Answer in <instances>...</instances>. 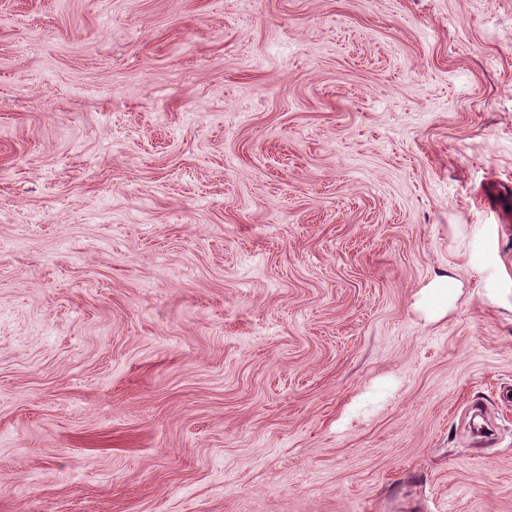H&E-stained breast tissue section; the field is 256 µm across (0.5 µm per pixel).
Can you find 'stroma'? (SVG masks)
Listing matches in <instances>:
<instances>
[{"instance_id":"stroma-1","label":"stroma","mask_w":512,"mask_h":512,"mask_svg":"<svg viewBox=\"0 0 512 512\" xmlns=\"http://www.w3.org/2000/svg\"><path fill=\"white\" fill-rule=\"evenodd\" d=\"M0 512H512V0H0Z\"/></svg>"}]
</instances>
